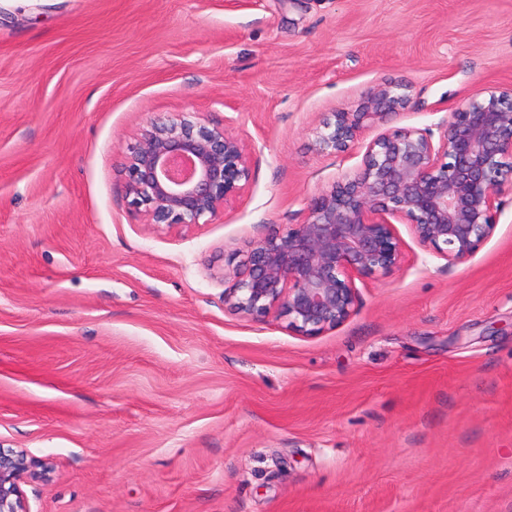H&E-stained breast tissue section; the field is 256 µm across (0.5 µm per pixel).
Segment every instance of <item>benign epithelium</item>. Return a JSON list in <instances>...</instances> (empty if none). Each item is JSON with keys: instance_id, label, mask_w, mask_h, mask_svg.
<instances>
[{"instance_id": "7a95c632", "label": "benign epithelium", "mask_w": 512, "mask_h": 512, "mask_svg": "<svg viewBox=\"0 0 512 512\" xmlns=\"http://www.w3.org/2000/svg\"><path fill=\"white\" fill-rule=\"evenodd\" d=\"M412 102L402 83L371 88L357 112H334L314 131L313 147L342 156L362 131ZM125 187L147 223L208 224L250 179V152L226 128L197 112L153 121L126 146ZM512 188V86L467 98L439 136L431 129H386L365 144L362 166L307 202L301 224L253 241L235 266L224 306L244 317L288 319V331L319 336L357 310L355 280L399 268L408 225L419 248L454 267L493 235L505 187ZM47 464L0 448V512H30L22 479Z\"/></svg>"}]
</instances>
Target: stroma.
<instances>
[{"mask_svg": "<svg viewBox=\"0 0 512 512\" xmlns=\"http://www.w3.org/2000/svg\"><path fill=\"white\" fill-rule=\"evenodd\" d=\"M439 129L512 84V0H0V447L31 512H512V191L446 267L357 280L320 336L224 307L236 250L362 164L330 113ZM198 112L251 150L209 224L147 223L125 147ZM406 84L383 82L371 88L358 112H334L317 126L313 147L317 152L342 156L358 143L362 131L383 124L388 116L397 115L412 102Z\"/></svg>", "mask_w": 512, "mask_h": 512, "instance_id": "stroma-1", "label": "stroma"}]
</instances>
